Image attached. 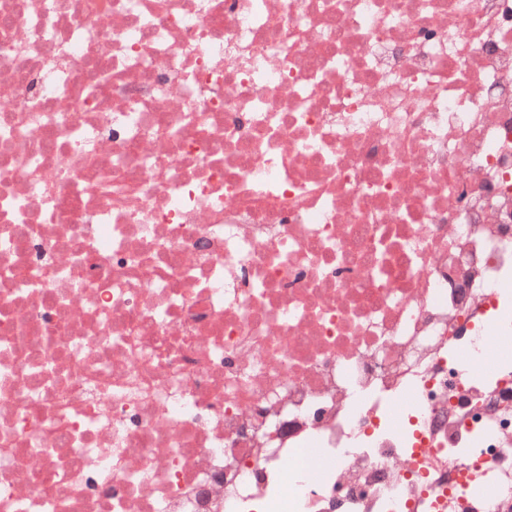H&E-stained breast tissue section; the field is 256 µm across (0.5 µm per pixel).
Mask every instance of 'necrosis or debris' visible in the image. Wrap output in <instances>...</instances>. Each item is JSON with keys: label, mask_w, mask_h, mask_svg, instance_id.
I'll return each instance as SVG.
<instances>
[{"label": "necrosis or debris", "mask_w": 512, "mask_h": 512, "mask_svg": "<svg viewBox=\"0 0 512 512\" xmlns=\"http://www.w3.org/2000/svg\"><path fill=\"white\" fill-rule=\"evenodd\" d=\"M512 0H0V512H512Z\"/></svg>", "instance_id": "obj_1"}]
</instances>
